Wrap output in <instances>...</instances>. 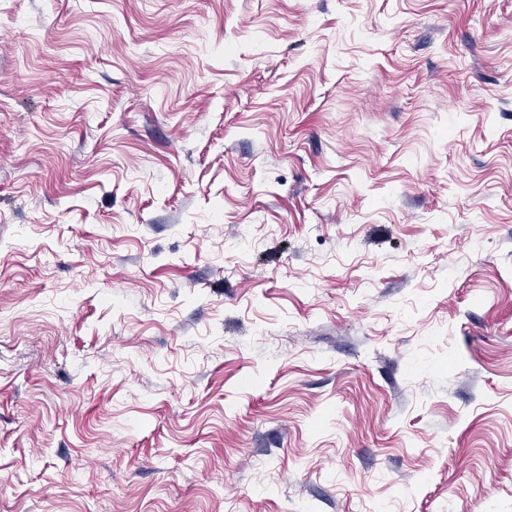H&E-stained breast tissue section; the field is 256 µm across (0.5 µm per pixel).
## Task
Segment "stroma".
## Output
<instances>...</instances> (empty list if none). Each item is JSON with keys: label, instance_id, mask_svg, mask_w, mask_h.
Instances as JSON below:
<instances>
[{"label": "stroma", "instance_id": "stroma-1", "mask_svg": "<svg viewBox=\"0 0 512 512\" xmlns=\"http://www.w3.org/2000/svg\"><path fill=\"white\" fill-rule=\"evenodd\" d=\"M0 512H512V0H0Z\"/></svg>", "mask_w": 512, "mask_h": 512}]
</instances>
